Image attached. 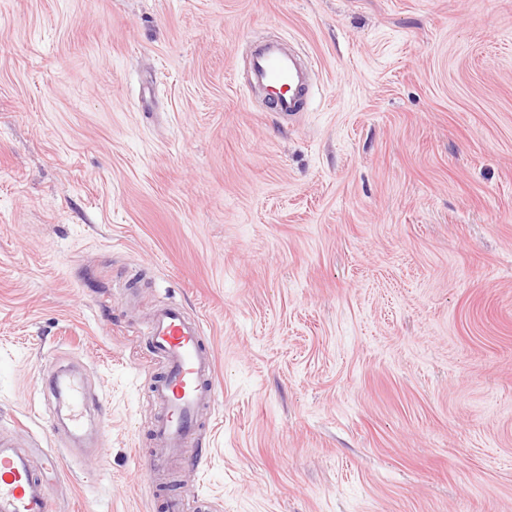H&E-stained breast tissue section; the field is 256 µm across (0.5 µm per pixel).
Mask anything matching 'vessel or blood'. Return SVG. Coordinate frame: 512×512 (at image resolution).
Returning <instances> with one entry per match:
<instances>
[{"label":"vessel or blood","mask_w":512,"mask_h":512,"mask_svg":"<svg viewBox=\"0 0 512 512\" xmlns=\"http://www.w3.org/2000/svg\"><path fill=\"white\" fill-rule=\"evenodd\" d=\"M250 84L267 93L270 111L292 117L304 109L312 91V65L295 51L270 41L248 59ZM144 336L165 370L153 389L159 407L154 440L157 453L144 470L180 464L198 456L196 434L202 410L215 401L214 357L203 325L178 306H162L146 325ZM47 490L30 466L28 453L0 438V512H50Z\"/></svg>","instance_id":"1"}]
</instances>
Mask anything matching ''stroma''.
<instances>
[{
    "mask_svg": "<svg viewBox=\"0 0 512 512\" xmlns=\"http://www.w3.org/2000/svg\"><path fill=\"white\" fill-rule=\"evenodd\" d=\"M253 35L314 62L296 119ZM172 302L222 390L161 482ZM13 430L50 512H512V0H0Z\"/></svg>",
    "mask_w": 512,
    "mask_h": 512,
    "instance_id": "obj_1",
    "label": "stroma"
}]
</instances>
